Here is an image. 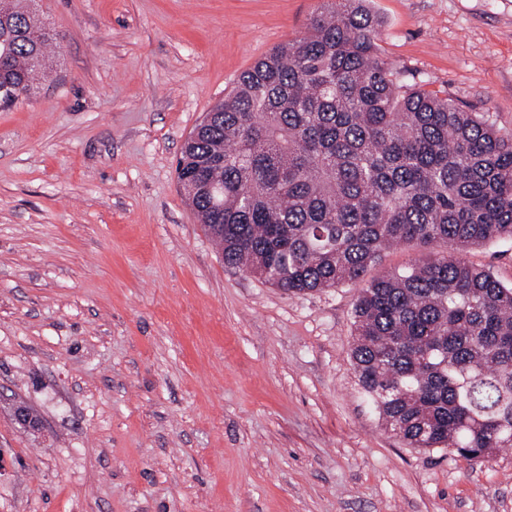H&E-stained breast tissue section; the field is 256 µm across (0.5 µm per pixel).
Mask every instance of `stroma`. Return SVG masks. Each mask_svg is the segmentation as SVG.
Returning a JSON list of instances; mask_svg holds the SVG:
<instances>
[{
  "label": "stroma",
  "mask_w": 512,
  "mask_h": 512,
  "mask_svg": "<svg viewBox=\"0 0 512 512\" xmlns=\"http://www.w3.org/2000/svg\"><path fill=\"white\" fill-rule=\"evenodd\" d=\"M322 0H39L0 108V512H512V449L408 448L353 369L361 287L225 265L175 161ZM380 55L512 136V0H370ZM466 258L512 285V243ZM25 406L36 426L21 424Z\"/></svg>",
  "instance_id": "obj_1"
}]
</instances>
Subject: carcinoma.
Wrapping results in <instances>:
<instances>
[{"instance_id": "carcinoma-1", "label": "carcinoma", "mask_w": 512, "mask_h": 512, "mask_svg": "<svg viewBox=\"0 0 512 512\" xmlns=\"http://www.w3.org/2000/svg\"><path fill=\"white\" fill-rule=\"evenodd\" d=\"M367 0H323L188 136L176 175L224 263L293 294L364 283L351 361L409 448H512V286L464 257L512 241V138L384 60ZM52 36L0 12V86L27 97ZM421 257L365 280L392 245Z\"/></svg>"}]
</instances>
